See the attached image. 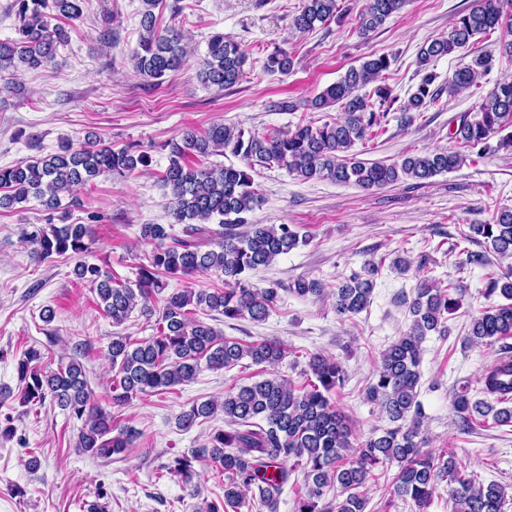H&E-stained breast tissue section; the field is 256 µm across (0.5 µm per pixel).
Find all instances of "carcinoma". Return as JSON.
I'll return each mask as SVG.
<instances>
[{
	"label": "carcinoma",
	"instance_id": "cac0c4a2",
	"mask_svg": "<svg viewBox=\"0 0 512 512\" xmlns=\"http://www.w3.org/2000/svg\"><path fill=\"white\" fill-rule=\"evenodd\" d=\"M142 2L143 33L131 59L143 79L159 84L183 66L186 50L177 29L161 31L156 27L153 10L159 0ZM83 4L84 0H12L10 10L18 25L15 37L0 40V73L50 64L58 46L67 39L64 27L52 26L50 20L59 16L78 19ZM404 4L405 0H367L359 14V29L364 34L378 29ZM337 17V0H304L292 29L310 32ZM499 28L510 36L502 48L512 56V14L504 12L502 0H479V5L454 19L448 34L423 45L416 59L423 76L399 106L404 119L409 122L411 113L439 103L445 92L454 97L478 86L492 66L487 54L474 56L448 78V84L438 87L430 64L467 46L476 36ZM247 61L238 42L215 33L197 76L206 86L230 88L242 79ZM293 65L290 55L275 48L263 61V70L286 73ZM389 67L390 59L384 55L368 58L309 100V107L316 110L340 106L342 116L333 122L261 135L218 122L202 133L187 129L170 141L161 182L175 223L186 225L185 237H171L162 224L142 225L141 237L153 243L154 249L148 264L139 267L134 288L115 280L100 266L80 260L93 244L91 225L47 224L25 232L39 260L54 255L77 259L76 279L92 287L98 306L116 326L138 307L142 314L153 315L148 302L166 289L169 279L210 272L224 277L222 288H182L167 294L157 335L150 340L112 338L113 405L126 406L142 395L160 394L190 382L203 365L229 368L248 357L256 365L274 367L284 359L285 349L275 340L244 344L220 335L195 317L197 310L206 309L228 320H265L279 297V285L259 288L251 282V275L302 242L292 224H256L249 218L261 202L252 176L255 167H282L302 181L326 179L363 190L381 189L460 168L467 159L463 150L485 151L490 138L505 130L506 120L512 118V81H504L483 97L474 117H461L454 132L460 150L429 151L392 164L361 160L352 153L353 147L375 137L386 111L398 102L392 89L382 83ZM368 85L373 86L374 103L368 95L359 94ZM226 153L240 158L242 166L191 164L192 156ZM150 164V156L134 144L113 148L90 136L79 146L63 141L54 153L0 168V209L34 198L56 210L61 198L73 197L75 189L99 176L133 174ZM214 220L216 229L210 227ZM469 228L484 239L485 250L466 253L465 264L485 268L492 264V253L512 256V209H502L491 222ZM378 273L379 266L368 263L364 274H355L339 285L331 293L336 313L351 317L364 311ZM292 292L320 296L324 289L319 281L303 278L294 283ZM493 295L504 302L471 318L468 342L492 344L512 338V270L487 276L485 296ZM461 296L462 289L452 285L436 288L423 282L416 288L409 303V328L381 351L376 380L367 391V398L393 423L382 434L357 444L351 441L349 419L330 399V393L344 385L346 373L337 360L314 355L309 360L312 378L300 388L273 376L226 393L220 403L206 400L181 411L177 421L182 429L218 412L224 414L226 428L211 433L191 454L162 465L161 473L179 476L188 484L195 475L193 462L207 459L224 473V500L205 504L204 512H240L250 505L277 512L284 485L295 468L301 467L304 490L297 495L296 512H365L366 498L359 489L376 481V468L395 463L399 471L394 492L411 500L415 512H425L442 483L449 487L454 512H502L506 493L502 485L477 482L458 466L451 452L435 457L423 450V414L418 401L421 343L432 332H445V315L460 307ZM42 358L40 350L30 348L18 363L19 377L25 382L23 404L41 406L49 397L82 421L77 449L93 459L108 462L133 447L140 431L113 424L112 414L92 402L85 372L76 359L60 363L55 370H43L38 367ZM481 382L485 398L472 399L470 389L463 386L454 393V411L468 425L478 417L490 416L493 424L512 427V407L503 406L504 396L512 394V346L503 345V352L486 367ZM332 487L339 489L340 500L320 505L324 489Z\"/></svg>",
	"mask_w": 512,
	"mask_h": 512
}]
</instances>
